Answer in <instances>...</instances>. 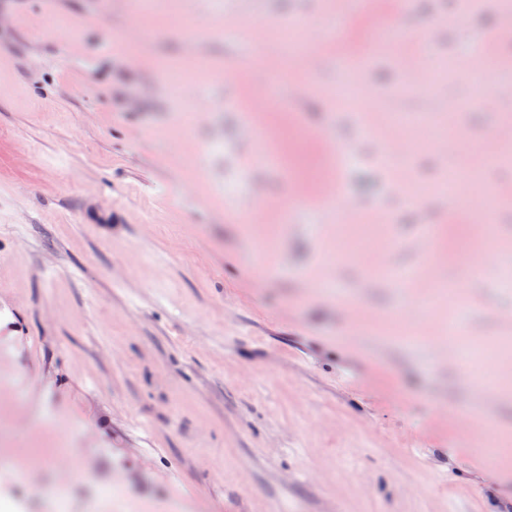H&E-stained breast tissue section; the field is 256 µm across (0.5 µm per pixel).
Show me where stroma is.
Returning a JSON list of instances; mask_svg holds the SVG:
<instances>
[{
	"label": "stroma",
	"instance_id": "stroma-1",
	"mask_svg": "<svg viewBox=\"0 0 512 512\" xmlns=\"http://www.w3.org/2000/svg\"><path fill=\"white\" fill-rule=\"evenodd\" d=\"M222 2L196 0L187 30L182 0L139 15L127 0H0V499L20 512H512V322L499 319L512 311V167L483 161L449 203L480 211L493 191V240L418 207L454 140L512 128V100L486 107L471 84L512 75V47L486 39L506 9ZM373 15L395 33L387 45ZM286 18L304 23L314 73L272 45ZM431 24L448 37L430 54L451 66L415 91L396 55ZM367 52L352 101L257 100L294 80L338 86L337 57ZM193 61L211 73V107L187 132L169 76ZM423 109L447 114L448 137L418 153L390 115ZM332 179L345 207L315 198ZM423 223L453 290L409 337L395 282L419 262ZM342 238L351 257L336 254ZM487 244L495 276L462 277L460 256ZM495 339L492 401L454 374L460 343ZM486 406L494 434L460 422ZM488 440L497 462L476 451ZM68 455L84 467L59 509L14 466L38 461L53 481Z\"/></svg>",
	"mask_w": 512,
	"mask_h": 512
}]
</instances>
